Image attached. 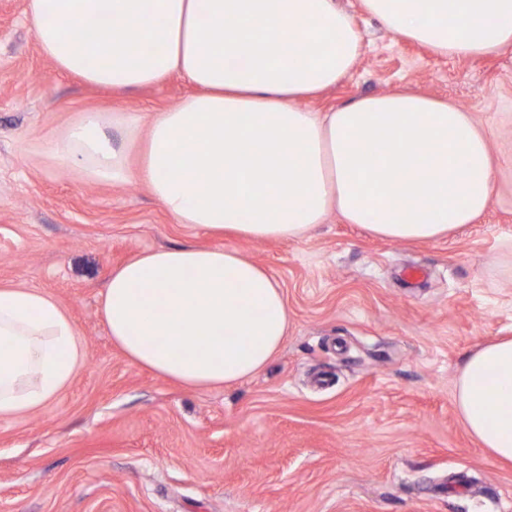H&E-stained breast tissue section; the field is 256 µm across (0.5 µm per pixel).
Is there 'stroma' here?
Wrapping results in <instances>:
<instances>
[{
    "label": "stroma",
    "mask_w": 512,
    "mask_h": 512,
    "mask_svg": "<svg viewBox=\"0 0 512 512\" xmlns=\"http://www.w3.org/2000/svg\"><path fill=\"white\" fill-rule=\"evenodd\" d=\"M337 2L362 53L308 108L409 89L470 112L494 166L474 224L406 243L333 214L300 242L227 238L178 223L138 181H89L49 153L81 113L161 112L194 88L173 74L120 93L61 72L26 0H0V285L50 294L85 353L54 400L0 419V512H512V465L469 436L454 399L466 354L512 336V47L438 56ZM227 244L284 291L278 355L212 390L130 363L100 315L112 269Z\"/></svg>",
    "instance_id": "obj_1"
}]
</instances>
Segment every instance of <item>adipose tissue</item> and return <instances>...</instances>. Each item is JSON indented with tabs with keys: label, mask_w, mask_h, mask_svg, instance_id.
Instances as JSON below:
<instances>
[{
	"label": "adipose tissue",
	"mask_w": 512,
	"mask_h": 512,
	"mask_svg": "<svg viewBox=\"0 0 512 512\" xmlns=\"http://www.w3.org/2000/svg\"><path fill=\"white\" fill-rule=\"evenodd\" d=\"M390 31L456 59L512 47V0H360ZM59 71L112 91L177 73L196 89L144 116L84 113L51 155L89 178L141 182L178 223L258 241L302 239L329 213L392 241L429 243L488 207V140L470 113L408 92L303 107L351 73L362 36L336 0H27ZM93 29L86 40L82 31ZM101 316L127 360L193 389L240 383L279 352L283 289L230 246L171 247L110 273ZM84 353L61 306L0 286V418L55 399ZM467 432L512 462V337L479 345L455 383Z\"/></svg>",
	"instance_id": "1"
}]
</instances>
